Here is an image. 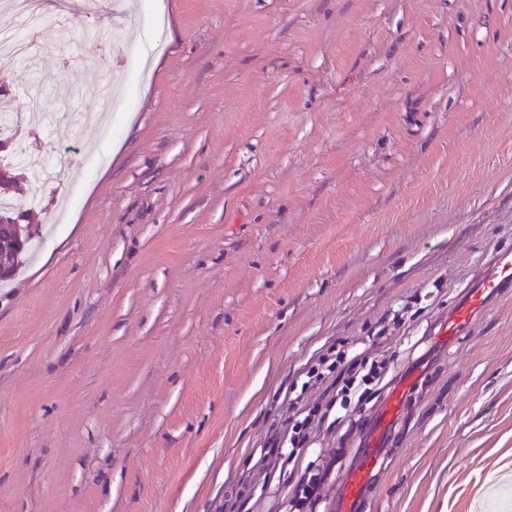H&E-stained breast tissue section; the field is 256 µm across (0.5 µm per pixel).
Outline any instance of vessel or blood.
<instances>
[{"mask_svg":"<svg viewBox=\"0 0 512 512\" xmlns=\"http://www.w3.org/2000/svg\"><path fill=\"white\" fill-rule=\"evenodd\" d=\"M511 291L512 249L502 248L492 252L470 276L449 307L447 316L435 323L432 335L454 343L457 336L472 329L496 298ZM401 403V391L391 392L372 418L357 461L338 487L333 512H360L365 493L383 465L388 435L398 419Z\"/></svg>","mask_w":512,"mask_h":512,"instance_id":"1","label":"vessel or blood"}]
</instances>
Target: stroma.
Listing matches in <instances>:
<instances>
[{"label":"stroma","instance_id":"obj_1","mask_svg":"<svg viewBox=\"0 0 512 512\" xmlns=\"http://www.w3.org/2000/svg\"><path fill=\"white\" fill-rule=\"evenodd\" d=\"M74 2L33 28L41 121L0 71L23 150L71 159L13 191L41 203L0 288V512H282L364 444L336 406L259 464L296 396H335L301 386L343 340L416 376L363 512H512V297L430 334L512 246V0H164L155 36L119 0L117 51ZM332 463L333 461L316 474L309 475V470L304 472L297 483L294 495L288 499V510L285 511L295 512L296 509L300 511L309 506L311 508L309 512H316L322 498L321 491L329 477Z\"/></svg>","mask_w":512,"mask_h":512}]
</instances>
